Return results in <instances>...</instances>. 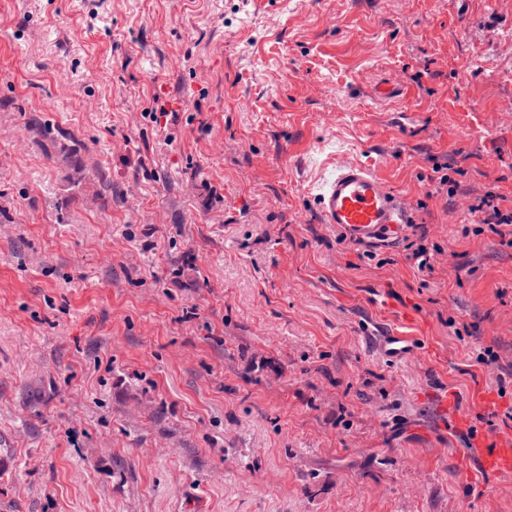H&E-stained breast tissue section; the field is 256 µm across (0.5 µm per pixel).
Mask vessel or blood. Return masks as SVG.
Here are the masks:
<instances>
[{"instance_id": "vessel-or-blood-1", "label": "vessel or blood", "mask_w": 512, "mask_h": 512, "mask_svg": "<svg viewBox=\"0 0 512 512\" xmlns=\"http://www.w3.org/2000/svg\"><path fill=\"white\" fill-rule=\"evenodd\" d=\"M309 192L323 223L336 225L346 239L370 244L398 240L411 221L407 199L396 193L375 169L357 159L341 157L328 162ZM370 337L386 356L401 358L411 351L408 337L399 332ZM481 452L477 468L497 477L512 476V433L478 435Z\"/></svg>"}]
</instances>
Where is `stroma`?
Listing matches in <instances>:
<instances>
[{
	"label": "stroma",
	"instance_id": "stroma-1",
	"mask_svg": "<svg viewBox=\"0 0 512 512\" xmlns=\"http://www.w3.org/2000/svg\"><path fill=\"white\" fill-rule=\"evenodd\" d=\"M334 150L406 240L321 222ZM489 196L512 211V0H0V512H512L473 446L512 431ZM367 331L374 342L381 347L386 356L392 359H399L410 353L413 346L410 344L408 336H403L394 330L391 333L380 335L378 329L373 326L372 329L367 326Z\"/></svg>",
	"mask_w": 512,
	"mask_h": 512
}]
</instances>
